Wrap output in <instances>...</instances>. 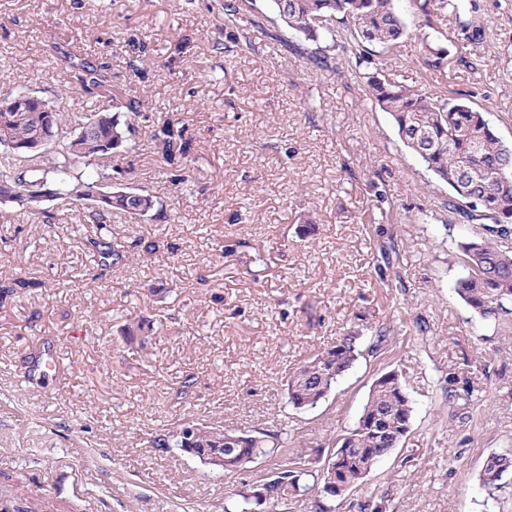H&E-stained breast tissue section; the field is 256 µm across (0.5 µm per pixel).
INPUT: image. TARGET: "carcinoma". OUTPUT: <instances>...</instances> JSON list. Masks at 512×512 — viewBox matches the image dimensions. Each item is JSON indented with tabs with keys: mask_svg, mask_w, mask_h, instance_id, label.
<instances>
[{
	"mask_svg": "<svg viewBox=\"0 0 512 512\" xmlns=\"http://www.w3.org/2000/svg\"><path fill=\"white\" fill-rule=\"evenodd\" d=\"M278 20L291 35L269 34L292 53L300 56L319 73H334L333 52L339 31H349L357 44L356 57L370 60L369 47L391 48L408 35V26L395 0H271ZM414 28L420 51L433 58L439 69L448 57L431 38L435 17L450 11L458 27L460 0H412ZM243 21L239 0H224V23L235 28ZM68 72L80 87L100 97L99 105L83 126L70 135L60 150L46 149L40 154L22 147L44 128H53L55 136L64 133L63 113L39 112L26 107L21 112H0V146L11 142L12 161L0 164V200L31 214L45 213L43 189L54 191L55 199L70 206L78 219L106 229V217L112 209L137 219L149 215L158 205L157 197L139 189L129 197L118 193L96 204L90 191L111 177L112 157L128 147L133 121L140 116L134 100L122 102L111 90L109 66L91 62L69 51L60 52ZM370 99L388 113L399 139L451 191L448 209L479 222L482 235L461 243L468 274L457 280L455 292L476 314L496 318L512 306V250L501 245L512 236V145L494 133L484 113L473 109L458 97H447L408 85L384 75L377 67L363 74ZM181 119L166 118L157 123L151 140L168 170L183 171L193 152L192 139L185 136ZM95 265L109 269L122 260L108 235L101 233L85 243ZM362 336L349 332L336 339L325 351L296 369L288 380V403L294 408H315L325 390L337 383L361 354ZM412 408L398 378L389 372L377 378L366 403L346 437L335 449L336 489L332 497L343 495L362 482L364 463L380 461L400 446L410 431ZM195 448H224V455L240 457L266 447L263 436L224 430L220 436L201 433ZM512 456L493 454L481 472L482 486L496 488L509 469ZM315 491L319 471L303 461L284 468L278 483Z\"/></svg>",
	"mask_w": 512,
	"mask_h": 512,
	"instance_id": "cac0c4a2",
	"label": "carcinoma"
}]
</instances>
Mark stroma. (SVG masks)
I'll return each instance as SVG.
<instances>
[{
    "label": "stroma",
    "mask_w": 512,
    "mask_h": 512,
    "mask_svg": "<svg viewBox=\"0 0 512 512\" xmlns=\"http://www.w3.org/2000/svg\"><path fill=\"white\" fill-rule=\"evenodd\" d=\"M242 37L224 0H0V92L25 85L76 128L97 96L71 83L56 46L107 62L120 100L141 103L114 181L159 201L112 214L122 262L94 266L92 233L62 201L45 217L0 208V489L36 512H224L276 464L321 466L373 382L397 372L410 431L328 512H512V471L480 484L490 455H512V313L474 314L456 295L460 242L478 225L399 141L336 49L341 75L309 70L270 35L269 0ZM435 23L436 70L415 36L376 60L405 83L464 97L512 144V0H464ZM190 50L170 61V43ZM188 124L183 182L155 154L154 124ZM143 319L151 329L128 337ZM386 333L310 410L287 403L295 369L355 332ZM202 421L276 436L230 473L153 437ZM239 22H249L250 28L264 31L265 27L263 22L250 18L245 21L243 19V5L239 3V0H225L224 1V23L225 26L238 29ZM250 28L244 29L242 37H249L248 34L251 31Z\"/></svg>",
    "instance_id": "1"
}]
</instances>
